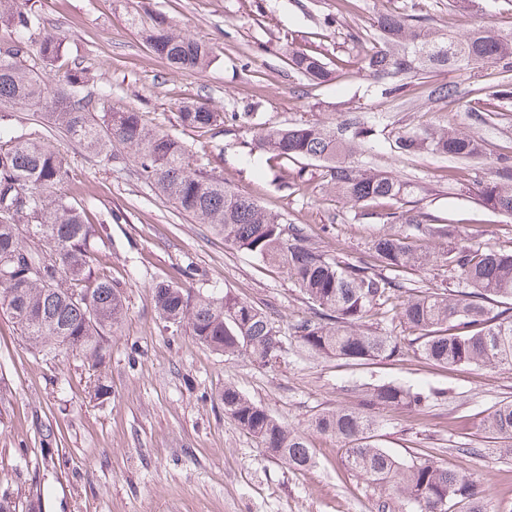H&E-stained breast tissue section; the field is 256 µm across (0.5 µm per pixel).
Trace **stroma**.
<instances>
[{
    "label": "stroma",
    "mask_w": 512,
    "mask_h": 512,
    "mask_svg": "<svg viewBox=\"0 0 512 512\" xmlns=\"http://www.w3.org/2000/svg\"><path fill=\"white\" fill-rule=\"evenodd\" d=\"M470 11L448 0H30L42 32L61 37L67 59L88 67L112 91L111 103L143 113L146 123L184 142L196 164L258 204L306 225L314 246L350 265L372 263V241L384 234L433 248L432 236L406 224L383 223L375 208L339 197L320 162L300 163L304 184L279 187L255 148V126L338 123L362 117L377 139L354 143L351 161L397 175L411 186L408 205L457 219L461 242L512 251V215L482 204L480 181L496 178L499 152L512 149V105L476 116L472 91L493 92L498 69L470 73L444 68L431 83L456 85L454 102L431 98L409 80L400 95H382L361 61V35L380 13L415 14L464 37L480 27L512 31V0H479ZM162 14L178 31L209 44L202 71L171 68L150 50L131 18ZM320 52L332 69L321 83L284 63L285 48ZM206 103L224 113L219 133L180 126L179 107ZM249 113L248 122L231 113ZM452 127L480 140V163L462 164L392 146L398 131ZM0 132L45 137L39 107L0 106ZM69 176L56 192L98 217L124 212L111 227L107 272L125 292L127 318L112 336L99 371L78 356L39 353L0 314V484L36 500L41 512H377L379 492L342 462L335 438L313 432L327 408L354 406L367 387L393 382L433 395L417 410L376 412L381 447L408 460H437L471 475L497 512H512V456L490 451L479 428L499 402L512 401V367H443L418 355L415 333L383 305L366 329L396 337L393 359L344 361L309 353L291 341L293 324L311 316L310 303L280 270L225 243L222 235L176 209L140 173L133 157H92L55 136ZM173 281L194 291L231 293L274 321L288 350L260 367L227 357L188 333L164 331L152 291ZM109 395L95 398L97 383ZM234 384L289 429L307 435L311 466L299 470L270 456L224 413L220 396ZM476 449L473 457L463 448Z\"/></svg>",
    "instance_id": "obj_1"
}]
</instances>
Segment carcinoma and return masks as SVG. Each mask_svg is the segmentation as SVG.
Returning a JSON list of instances; mask_svg holds the SVG:
<instances>
[{
  "label": "carcinoma",
  "mask_w": 512,
  "mask_h": 512,
  "mask_svg": "<svg viewBox=\"0 0 512 512\" xmlns=\"http://www.w3.org/2000/svg\"><path fill=\"white\" fill-rule=\"evenodd\" d=\"M369 36L372 48L362 69L386 84L393 94L404 80L448 67L477 68L496 64L507 73L493 96L512 100V33L475 30L458 38L442 27L411 24L409 15L381 14ZM36 15L20 0H0V103L39 105L52 132L94 156L112 160L120 144L140 165L141 173L176 208L199 224L224 236V242L257 256L286 274L314 307L313 315L297 321L292 336L304 349L339 360L373 361L401 354L397 339L364 331L360 323L375 307L401 299L400 318L418 332V350L442 366L475 365L496 369L512 366V252L485 251L451 242L456 225L423 226V216L405 208L409 184L387 172L362 169L349 161L354 140L375 136L376 129L352 116L338 124L303 123L291 127L259 126L253 140L265 163L285 188H300L292 165L303 159L323 163L325 175L353 204L379 208L386 224H408L450 239L437 251L417 254L406 238L383 235L371 250L382 272L342 264L310 243L306 228L206 176L194 165L183 142L144 122L135 109L112 107L107 89L94 82L85 67L65 59L63 40L51 34L35 37ZM152 52L168 65L201 70L213 59L211 47L175 32L157 15L145 29ZM36 58L55 71L47 81L33 70ZM285 64L319 83L330 70L321 55L304 49L286 53ZM180 125L214 130L224 115L204 103H187L176 114ZM400 153L429 152L456 160L483 155L474 137L438 130L395 136ZM67 176L60 150L24 134H0V305L12 307L11 320L30 345L41 352L84 357L93 368L105 360L109 338L124 321L123 289L112 283L105 265L111 242L105 224H96L79 205L53 196ZM479 201L512 214V183H479ZM434 259L454 271L462 289L411 288L407 269ZM155 310L165 327L184 330L201 345L226 356L244 354L268 365L285 352L286 342L271 319L252 304L224 293L192 292L174 283L153 291ZM430 394L395 383L376 385L354 408L326 409L312 420L313 429L343 443L344 462L380 487L384 497L378 512H392L393 502L405 501L415 512H495L472 478L431 459L408 464L375 441L379 408L417 409ZM224 413L252 434L270 455L293 468L313 462L307 438L289 430L237 387L224 386ZM483 431L512 443V401L498 404L483 419Z\"/></svg>",
  "instance_id": "carcinoma-1"
}]
</instances>
